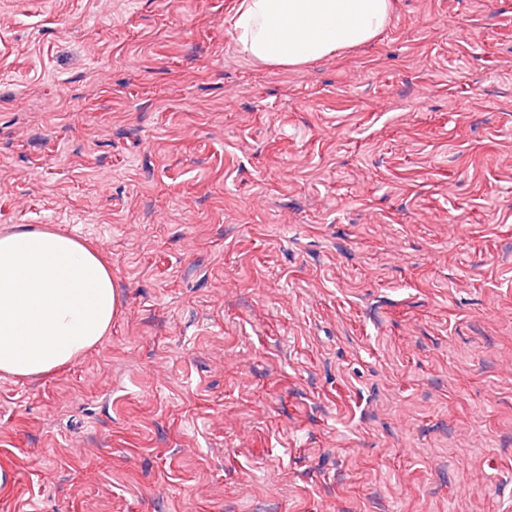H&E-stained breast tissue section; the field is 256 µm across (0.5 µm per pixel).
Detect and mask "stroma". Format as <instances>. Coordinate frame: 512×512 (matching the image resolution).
<instances>
[{
  "label": "stroma",
  "instance_id": "35a3bbf8",
  "mask_svg": "<svg viewBox=\"0 0 512 512\" xmlns=\"http://www.w3.org/2000/svg\"><path fill=\"white\" fill-rule=\"evenodd\" d=\"M241 0H0V233L122 312L0 374V512H512V0L299 67Z\"/></svg>",
  "mask_w": 512,
  "mask_h": 512
}]
</instances>
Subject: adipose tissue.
<instances>
[{
    "label": "adipose tissue",
    "mask_w": 512,
    "mask_h": 512,
    "mask_svg": "<svg viewBox=\"0 0 512 512\" xmlns=\"http://www.w3.org/2000/svg\"><path fill=\"white\" fill-rule=\"evenodd\" d=\"M393 0H242L230 19L241 51L298 67L363 44ZM121 313L109 265L75 237L22 226L0 235V372L51 374L108 334Z\"/></svg>",
    "instance_id": "ef3b65f1"
}]
</instances>
